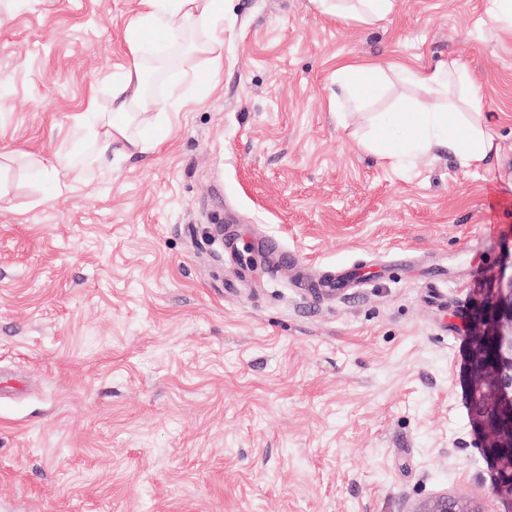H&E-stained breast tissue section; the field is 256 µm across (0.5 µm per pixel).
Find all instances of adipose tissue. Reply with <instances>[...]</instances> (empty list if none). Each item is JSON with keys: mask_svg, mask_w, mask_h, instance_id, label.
Masks as SVG:
<instances>
[{"mask_svg": "<svg viewBox=\"0 0 512 512\" xmlns=\"http://www.w3.org/2000/svg\"><path fill=\"white\" fill-rule=\"evenodd\" d=\"M317 10L337 17L349 16L367 24L384 20L393 10V0H313ZM140 9L125 31V42L132 58L130 67L112 85V110L98 111L88 103L74 117V125L96 151L101 165L112 163L113 156L144 154L156 149L159 138L147 134L142 118L157 113V100L145 89L143 74L146 58L143 46L160 33L174 44L180 43L187 29L204 34L198 52L208 57L211 72H219L224 62L223 0H140ZM391 70L402 80L435 94L447 92L450 85L467 89L470 119L461 122L448 110L425 109L417 112H389L374 122L370 146L379 147L380 156L397 164L405 154L446 153L462 166L489 164L493 138L482 121L483 96L471 83L466 63L455 61L448 69L415 68L395 62ZM382 72L379 66L344 62L336 68V85L341 98L362 101L374 95Z\"/></svg>", "mask_w": 512, "mask_h": 512, "instance_id": "ef3b65f1", "label": "adipose tissue"}]
</instances>
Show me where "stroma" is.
Wrapping results in <instances>:
<instances>
[{
    "label": "stroma",
    "instance_id": "1",
    "mask_svg": "<svg viewBox=\"0 0 512 512\" xmlns=\"http://www.w3.org/2000/svg\"><path fill=\"white\" fill-rule=\"evenodd\" d=\"M137 10L0 0V376L24 385L0 389V512H512L467 370L473 305L512 278V39L485 0H394L374 25L224 0L223 68L193 52L160 74L162 109L195 104L106 168L72 117L110 110ZM461 57L492 165L366 149L380 113L439 104L393 74L330 103L341 59ZM54 153L82 159L52 186ZM265 236L365 281L306 297ZM411 512H482L476 507H463L448 495H440L426 502H421L413 507Z\"/></svg>",
    "mask_w": 512,
    "mask_h": 512
}]
</instances>
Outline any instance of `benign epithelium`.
I'll use <instances>...</instances> for the list:
<instances>
[{"label": "benign epithelium", "mask_w": 512, "mask_h": 512, "mask_svg": "<svg viewBox=\"0 0 512 512\" xmlns=\"http://www.w3.org/2000/svg\"><path fill=\"white\" fill-rule=\"evenodd\" d=\"M468 371L476 410L473 425L486 457L500 465L499 482L512 496V281L470 316ZM411 512H482L440 495Z\"/></svg>", "instance_id": "obj_1"}]
</instances>
